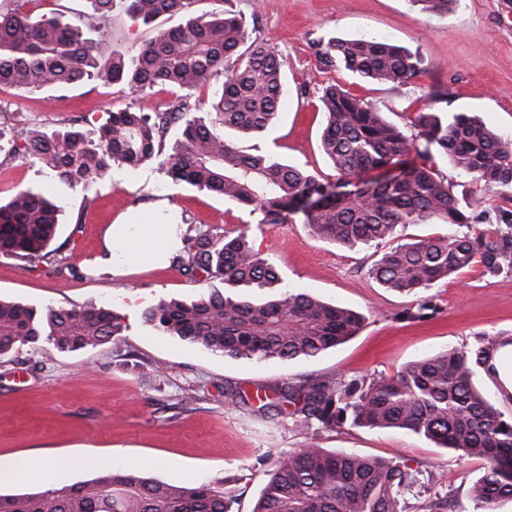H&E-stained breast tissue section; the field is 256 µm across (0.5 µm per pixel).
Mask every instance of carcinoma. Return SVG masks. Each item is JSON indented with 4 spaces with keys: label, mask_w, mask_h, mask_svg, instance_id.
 <instances>
[{
    "label": "carcinoma",
    "mask_w": 512,
    "mask_h": 512,
    "mask_svg": "<svg viewBox=\"0 0 512 512\" xmlns=\"http://www.w3.org/2000/svg\"><path fill=\"white\" fill-rule=\"evenodd\" d=\"M32 0H9L0 9V89L31 92L64 89L85 80L122 84L132 91L167 85L182 92L165 112H111L85 132L29 129L13 117L17 138L0 168L22 159L72 189L87 191L112 165L152 162L175 185L187 184L260 212L270 223L302 215L316 236L340 246L379 247L401 224L465 226L467 209L435 168L444 156L454 168L487 187H512V136L468 112L444 115L446 95L432 90L410 120L411 133L386 121L368 101L336 84L322 88L325 127L320 150L337 180L281 162L271 152L246 153L225 136L228 130L260 137L277 122L286 93L284 61L266 43L242 49V22L224 12L196 14L193 0H126L128 11L146 24L179 15L174 27L154 28L153 37L129 61L102 51L104 26L113 0H87L82 30L55 17L34 19ZM422 10L446 14L456 0H415ZM319 62L342 67L371 83L407 85L419 73L407 49L375 37L323 35L312 42ZM224 80L203 115L190 102L210 79ZM415 152L421 162L400 174L359 188L363 174L404 164ZM59 206L31 188H16L0 203V253L40 261L49 254L60 224ZM183 253L173 263L189 277L205 273L224 281L228 292H202L189 303L161 299L143 312L145 322L167 336L232 359L288 361L313 358L347 342L364 317L283 284L276 266L254 249L250 227L236 236L198 231L180 234ZM490 274L512 269V232H456L399 243L378 254L368 275L392 291L417 297L406 319H422L435 306L420 293L474 264ZM267 290L262 299L231 288ZM120 324L95 305L37 307L0 300V356L22 346L47 344L73 352L118 346ZM511 331L482 332L466 349L450 348L404 364L392 376L327 378L277 385L250 396L227 388L237 406L286 414L310 429L405 430L456 454L480 459L483 472L469 480L473 512H493L512 499V386L502 377V350ZM496 390L491 400L477 387L480 377ZM422 472L408 471L397 457L336 452L316 445L281 456L253 512H407V497L425 488ZM232 500L218 484L171 485L137 470L104 469L95 477L37 492L1 494L0 512H231Z\"/></svg>",
    "instance_id": "cac0c4a2"
}]
</instances>
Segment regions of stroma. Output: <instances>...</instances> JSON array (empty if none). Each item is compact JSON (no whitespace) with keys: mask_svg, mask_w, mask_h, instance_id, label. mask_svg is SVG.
<instances>
[{"mask_svg":"<svg viewBox=\"0 0 512 512\" xmlns=\"http://www.w3.org/2000/svg\"><path fill=\"white\" fill-rule=\"evenodd\" d=\"M196 13L230 11L243 18L250 40L282 55L287 93L277 125L259 138L237 139L246 152L260 148L284 163L327 178L333 170L319 150L325 118L320 90L349 88L401 129L422 107L430 89L446 93L447 109L479 115L512 133V0H457L447 15H430L412 0H195ZM105 52L133 59L150 39L149 25L115 4ZM330 34L373 36L408 48L420 60L411 84H375L344 68L325 69L311 43ZM176 93L157 86L134 92L121 85L86 81L67 90L0 91V108L21 114L41 130H85L127 108L167 110ZM458 195L490 200L471 232L494 228L499 210H512V189H488L436 160ZM12 182L0 184V200L14 186L30 187L61 207L62 250L29 262L0 253V297L33 305L71 308L95 304L118 316L123 344L59 353L50 346H23L0 357V456L48 457L60 468L56 484L91 478L80 458L100 456L112 466L147 471L173 485L223 483L232 512H252L275 460L308 443L337 452L399 457L429 479L427 497L408 500L421 512L425 498L454 494L458 512L471 504L462 473L479 476L481 460L459 464L446 449L402 430L335 429L311 433L285 415L271 416L226 403V386L253 393L289 381L327 376L392 375L406 362L450 347L472 345L476 333L512 330V271L495 276L473 266L427 293L433 316L409 320L411 297L383 288L366 270L373 250L340 247L318 238L300 221L264 224L259 214L182 184L172 185L156 165L113 167L91 191L72 190L38 167L13 161ZM182 228L217 232L252 225L253 244L279 269L286 284L328 303L361 313L365 321L347 343L314 358L256 362L213 355L172 336L160 335L142 317L162 298L195 300L223 290L219 279L199 282L171 262H132L113 269L105 233L113 224H139L158 215Z\"/></svg>","mask_w":512,"mask_h":512,"instance_id":"35a3bbf8","label":"stroma"}]
</instances>
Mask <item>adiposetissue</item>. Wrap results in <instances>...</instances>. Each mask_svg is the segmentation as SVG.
<instances>
[{"label":"adipose tissue","instance_id":"adipose-tissue-1","mask_svg":"<svg viewBox=\"0 0 512 512\" xmlns=\"http://www.w3.org/2000/svg\"><path fill=\"white\" fill-rule=\"evenodd\" d=\"M108 246L115 264H126L135 257L150 262L160 261L173 241L166 224H114L107 231Z\"/></svg>","mask_w":512,"mask_h":512}]
</instances>
